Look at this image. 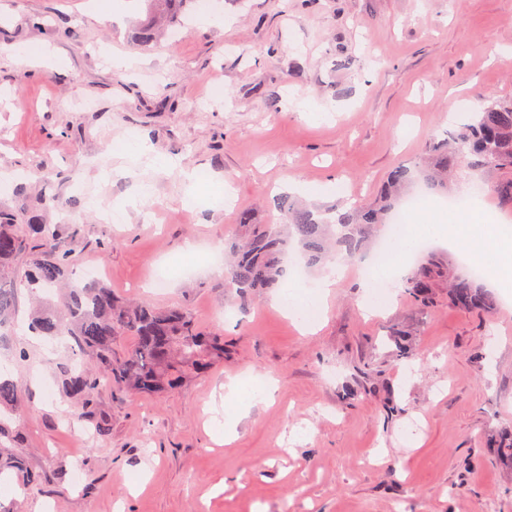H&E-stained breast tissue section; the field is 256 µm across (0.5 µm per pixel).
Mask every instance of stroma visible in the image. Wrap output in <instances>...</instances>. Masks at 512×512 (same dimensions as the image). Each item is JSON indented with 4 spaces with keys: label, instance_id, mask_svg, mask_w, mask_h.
<instances>
[{
    "label": "stroma",
    "instance_id": "stroma-1",
    "mask_svg": "<svg viewBox=\"0 0 512 512\" xmlns=\"http://www.w3.org/2000/svg\"><path fill=\"white\" fill-rule=\"evenodd\" d=\"M116 2L0 0V210L51 225L74 271L100 265L118 297L185 308L224 356L159 394L99 389L88 408L60 372L93 357L30 343L20 291L0 350L17 445L69 472L25 512H512V286L483 278L485 310L452 302L443 279L429 308L398 287L372 315L362 256L309 334L271 295L243 305L224 286L240 214L279 223L289 181L311 207L370 202L393 168L511 99L512 0H219L223 24L194 16L151 44L132 38L141 0ZM134 137L150 148L135 163ZM200 170L211 182L185 208L184 175ZM143 183L149 198L127 207ZM221 184L234 199L219 207ZM119 206L123 223H107ZM245 371L278 390L228 444L224 384Z\"/></svg>",
    "mask_w": 512,
    "mask_h": 512
}]
</instances>
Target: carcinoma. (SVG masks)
Segmentation results:
<instances>
[{
    "label": "carcinoma",
    "mask_w": 512,
    "mask_h": 512,
    "mask_svg": "<svg viewBox=\"0 0 512 512\" xmlns=\"http://www.w3.org/2000/svg\"><path fill=\"white\" fill-rule=\"evenodd\" d=\"M146 19L138 38L147 42L164 34L166 27L181 18L196 0H145ZM484 168L497 176L490 184L500 202L512 207V99L495 100L474 113L447 141L429 146L428 157L419 176L403 166L388 175L379 201L348 208H310L287 197L279 199V224H254L244 213L239 223L247 233L229 245L230 260L224 271V285L235 289L239 300L247 301L255 292L277 288L287 275L285 256L291 243L300 247L304 265L320 268L336 257L354 259L363 253L378 229L388 224L394 204L416 179L431 190H448V176L463 162ZM29 236L41 244L27 247L20 236L13 213L0 212V328L16 321L19 286L29 291L66 287L62 307H45L34 313L30 329L39 336L72 339V354L94 355L99 371L89 372L68 364L62 368L66 395L90 404L94 393L109 387L135 393H156L177 379L205 372L217 358L224 357V339L202 331L192 315L180 307L157 308L148 303L132 304L119 299L99 281L67 285L71 269L67 256L52 247L54 232L45 224H29ZM29 251L28 268L16 273L14 261ZM448 274V264L433 257L410 269L403 286L422 305L432 304L429 288ZM454 300L462 306H494L493 298L482 291L479 280L457 278L449 284ZM129 337L134 349L112 361L117 341ZM17 383L0 374V409L16 402ZM15 435L6 419L0 418V476L10 475L20 492L63 477L61 469L30 468L14 451Z\"/></svg>",
    "instance_id": "obj_1"
}]
</instances>
